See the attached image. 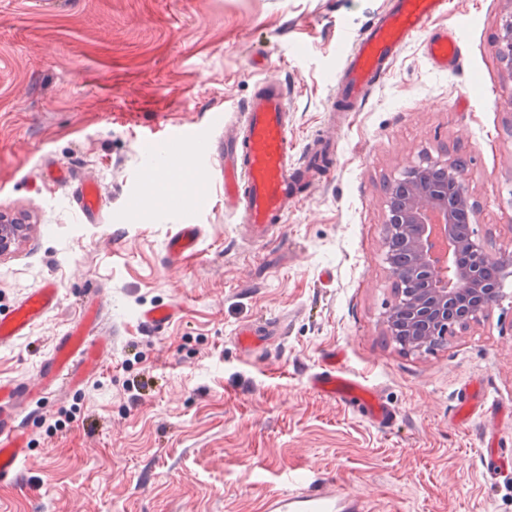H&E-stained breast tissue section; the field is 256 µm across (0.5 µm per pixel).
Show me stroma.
I'll use <instances>...</instances> for the list:
<instances>
[{
    "mask_svg": "<svg viewBox=\"0 0 512 512\" xmlns=\"http://www.w3.org/2000/svg\"><path fill=\"white\" fill-rule=\"evenodd\" d=\"M383 0H0V210L31 228L0 259V315L46 277L63 299L0 346V380L36 384L82 298L103 291L114 333L103 369L75 390L31 399L23 488L0 512H262L280 474L340 478L368 512H512V477L486 473L483 420L452 422L479 381L512 406V277L461 336L406 352L386 334L395 299L384 260V186L410 166L470 159L473 227L512 258V70L497 54L505 0H452L433 26L458 31L459 67L435 70L422 36L347 123L329 129L345 55ZM286 84L289 154L322 132L336 170L289 211L278 237L249 242L224 211L220 167L146 174L143 130L239 125L255 83ZM65 166L72 183H46ZM95 179L99 223L78 218L76 181ZM201 252L167 267L177 224ZM177 302L164 334L141 309ZM284 318V335L243 352L237 327ZM397 412L387 428L308 391L323 352Z\"/></svg>",
    "mask_w": 512,
    "mask_h": 512,
    "instance_id": "35a3bbf8",
    "label": "stroma"
}]
</instances>
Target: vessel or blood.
I'll use <instances>...</instances> for the list:
<instances>
[{"mask_svg":"<svg viewBox=\"0 0 512 512\" xmlns=\"http://www.w3.org/2000/svg\"><path fill=\"white\" fill-rule=\"evenodd\" d=\"M451 0H386L382 10L359 33L346 54L336 85L335 97L343 111H354L370 89L386 76L408 39L423 35V54L441 71L456 68L463 56V43L456 31L429 32L430 21L447 14ZM288 88L278 82H260L245 109L241 126L225 131L211 152L195 157V173L210 170L214 161H222L224 171V210L237 216L255 241H265L269 232L284 224L291 206L306 194L290 162L288 132ZM103 195L98 183L84 180L75 188V208L88 224L98 223ZM202 230L197 224L178 225L168 239L163 263L170 266L196 255ZM62 288L47 278L29 291L8 314L0 316V344L26 336L56 309ZM105 301L92 293L76 322L56 336L51 355L39 371L38 388L48 396L60 389L84 385L97 374L110 356L112 343L103 335ZM178 304L145 309L142 322L160 334L177 316ZM278 319L240 327L239 346L247 351L263 343L265 336L282 332ZM306 385L313 393L357 412L372 425L386 427L397 413L380 399L376 389L362 376L342 365L336 351L322 353L317 370L308 375ZM32 390L17 383L0 382V484L21 485V463L26 456V439L17 429L24 404ZM494 413L495 406L481 387L466 388L453 415L456 423H466L474 410ZM293 478L283 475L285 492L269 496L264 512H366L364 500L332 478L313 480L300 492H292Z\"/></svg>","mask_w":512,"mask_h":512,"instance_id":"vessel-or-blood-1","label":"vessel or blood"}]
</instances>
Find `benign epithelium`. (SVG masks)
<instances>
[{"label":"benign epithelium","mask_w":512,"mask_h":512,"mask_svg":"<svg viewBox=\"0 0 512 512\" xmlns=\"http://www.w3.org/2000/svg\"><path fill=\"white\" fill-rule=\"evenodd\" d=\"M502 61L512 68V10L498 42ZM386 261L395 282V300L385 315L388 335L405 351H431L465 332L498 296L483 295L476 271L490 262L498 278L512 276L489 244L459 232L476 211L458 159L408 169L385 186ZM30 225L0 211V258L26 237Z\"/></svg>","instance_id":"1"}]
</instances>
